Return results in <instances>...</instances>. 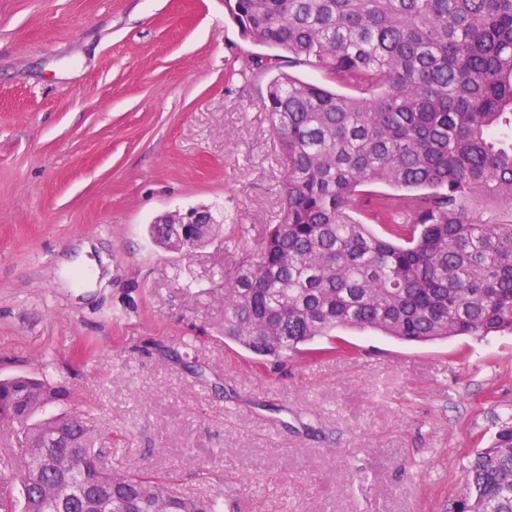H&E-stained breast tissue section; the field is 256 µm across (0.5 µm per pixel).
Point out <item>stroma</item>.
Masks as SVG:
<instances>
[{"mask_svg":"<svg viewBox=\"0 0 512 512\" xmlns=\"http://www.w3.org/2000/svg\"><path fill=\"white\" fill-rule=\"evenodd\" d=\"M267 48L224 0H0V379L65 386L98 445L224 512H448L512 413V334L340 330L283 364L224 337V273L281 214ZM208 209L192 251L154 241ZM0 427V512H21ZM164 217H169V219L155 221L153 234L161 244L174 250L191 251L216 234L217 228L212 224L211 214L204 209L192 208L183 214H167L160 218ZM166 224H191V228L188 236L182 239L166 233L164 226L161 227Z\"/></svg>","mask_w":512,"mask_h":512,"instance_id":"stroma-1","label":"stroma"}]
</instances>
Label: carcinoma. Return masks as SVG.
<instances>
[{
  "mask_svg": "<svg viewBox=\"0 0 512 512\" xmlns=\"http://www.w3.org/2000/svg\"><path fill=\"white\" fill-rule=\"evenodd\" d=\"M278 70L267 110L285 169L282 212L260 251L224 273V338L264 359L302 353L336 330L426 343L512 333V0H224ZM311 64L347 96L282 67ZM405 190L354 217L363 187ZM190 251L216 234L193 224ZM39 378L0 380V427L21 439L22 512H48L61 486L88 485L109 512H223L217 498L172 495L133 464L95 469L100 452L67 400ZM67 454L82 467L53 466ZM448 512H512V415L467 468Z\"/></svg>",
  "mask_w": 512,
  "mask_h": 512,
  "instance_id": "carcinoma-1",
  "label": "carcinoma"
}]
</instances>
